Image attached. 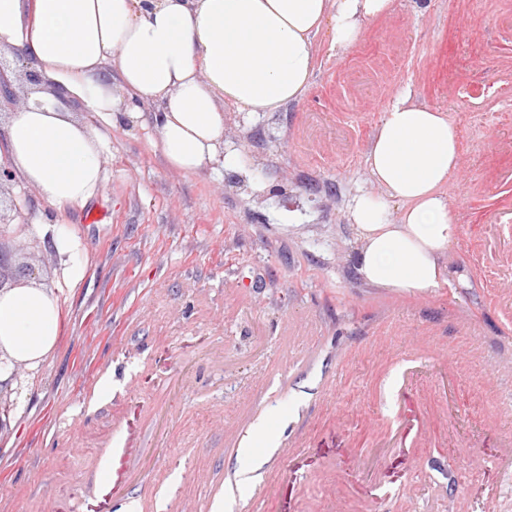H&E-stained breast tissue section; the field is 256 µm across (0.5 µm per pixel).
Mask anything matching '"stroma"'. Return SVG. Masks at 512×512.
Segmentation results:
<instances>
[{"label": "stroma", "mask_w": 512, "mask_h": 512, "mask_svg": "<svg viewBox=\"0 0 512 512\" xmlns=\"http://www.w3.org/2000/svg\"><path fill=\"white\" fill-rule=\"evenodd\" d=\"M512 67V0H394L343 58L316 43L302 99L224 109L270 166L264 193L223 168L170 169L148 125L109 127L97 198L38 196L17 262L56 289L62 334L0 436V512H512V105L472 111ZM447 112L462 165L448 287L365 284L347 205L402 89ZM87 252L66 283L41 225ZM266 423L271 436L258 438ZM263 464L251 475L244 451ZM205 479H196L197 470Z\"/></svg>", "instance_id": "stroma-1"}]
</instances>
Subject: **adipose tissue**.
Masks as SVG:
<instances>
[{
  "mask_svg": "<svg viewBox=\"0 0 512 512\" xmlns=\"http://www.w3.org/2000/svg\"><path fill=\"white\" fill-rule=\"evenodd\" d=\"M393 0H0V50L16 51L39 74L27 104L11 112L0 163L45 203L85 205L105 176L110 140L78 119L83 107L111 123L153 108L158 146L170 169L196 173L223 164L224 107L252 117L300 100L326 35L337 55L357 45ZM456 125L447 113L402 92L386 109L366 165L374 191L349 209L355 270L370 286L426 295L446 287L460 226L444 188L459 172ZM42 234L66 282L87 256L64 220ZM62 311L55 290L30 277L0 288V384L16 389L20 365L37 371L56 347Z\"/></svg>",
  "mask_w": 512,
  "mask_h": 512,
  "instance_id": "1",
  "label": "adipose tissue"
}]
</instances>
